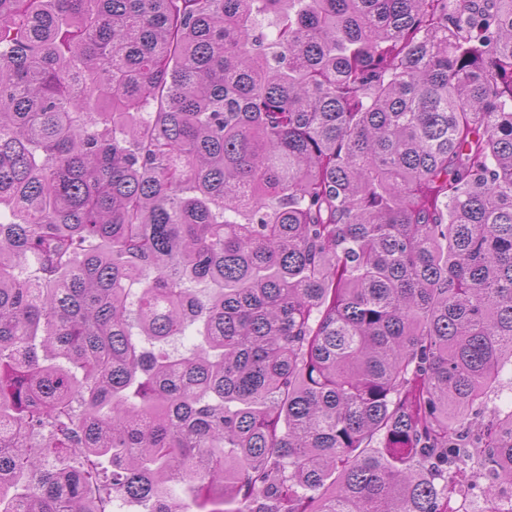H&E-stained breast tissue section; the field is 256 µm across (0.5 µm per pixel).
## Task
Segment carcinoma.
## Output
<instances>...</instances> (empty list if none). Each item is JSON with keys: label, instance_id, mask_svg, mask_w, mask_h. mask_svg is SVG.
Wrapping results in <instances>:
<instances>
[{"label": "carcinoma", "instance_id": "carcinoma-1", "mask_svg": "<svg viewBox=\"0 0 512 512\" xmlns=\"http://www.w3.org/2000/svg\"><path fill=\"white\" fill-rule=\"evenodd\" d=\"M512 0H0V512L512 492Z\"/></svg>", "mask_w": 512, "mask_h": 512}]
</instances>
